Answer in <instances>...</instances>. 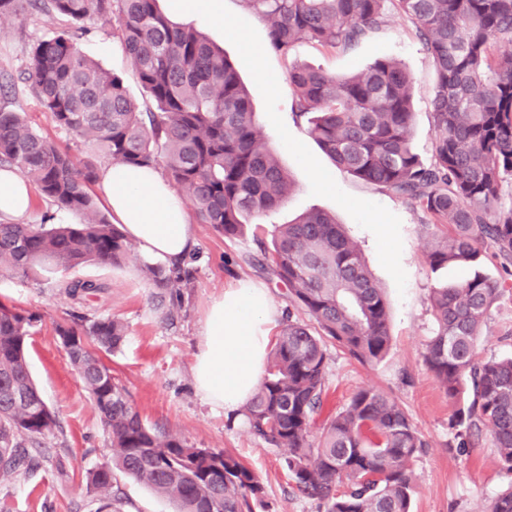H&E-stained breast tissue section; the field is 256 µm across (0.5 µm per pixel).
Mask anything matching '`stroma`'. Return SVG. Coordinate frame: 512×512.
<instances>
[{
    "mask_svg": "<svg viewBox=\"0 0 512 512\" xmlns=\"http://www.w3.org/2000/svg\"><path fill=\"white\" fill-rule=\"evenodd\" d=\"M224 17L231 32L206 23L199 31L224 50L247 87L256 120L288 172L292 190L283 204L261 223L285 224L312 210L335 213L360 248L389 303L392 346L380 362L363 365L336 346H329L327 412L339 411L362 387L387 392L406 411L427 446L414 468L413 512H485L489 502L507 488L497 450L490 435L478 447L458 452L449 426L452 406L423 363L425 344L434 328L429 303L431 288L455 284L479 271L503 279L494 260L482 258L476 269L458 266L431 268L427 242L440 234L428 215L397 196L365 184L342 171L295 122L293 92L288 86L289 62L338 75L364 70L380 57L399 62L413 78V151L423 163L433 159L431 99L435 65L412 25L397 12L353 49L339 52L307 42L297 45L292 60H284L268 45L265 21L245 11L240 0H224ZM65 18L35 12L0 21V105L25 113L41 134L70 147L81 157H93L97 168L105 159L88 145L57 128L39 105L30 87L19 80L31 43L66 27ZM79 41L81 51L120 76L140 110L151 108L125 55L112 22H89ZM191 266L194 278L184 292L175 320H167L169 302L155 298L135 263L121 267L84 264L66 271L70 280H91L103 292L74 302L59 291L56 275L32 281L0 277V305L37 312L41 320L29 347V367L47 405L59 415L55 435L42 440L39 469L0 481V512H95L96 495L83 475L107 461L112 449L95 405L80 377L69 365L55 326L74 315L121 319L127 336L108 363L114 377L128 390L147 422L162 431L181 434L190 444L216 448L238 456L265 490L267 512H323L318 502L300 494L283 467L284 450L256 441L243 420H229L200 397L191 365L201 323L210 301L238 282L266 284L279 310L289 306L286 288L247 263L257 247L251 232L228 240L207 224H196ZM512 354V296L494 306L480 338L479 358ZM120 512H173L174 506L149 487L118 476Z\"/></svg>",
    "mask_w": 512,
    "mask_h": 512,
    "instance_id": "1",
    "label": "stroma"
}]
</instances>
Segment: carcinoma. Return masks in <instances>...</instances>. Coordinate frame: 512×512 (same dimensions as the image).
<instances>
[{"label": "carcinoma", "instance_id": "carcinoma-1", "mask_svg": "<svg viewBox=\"0 0 512 512\" xmlns=\"http://www.w3.org/2000/svg\"><path fill=\"white\" fill-rule=\"evenodd\" d=\"M159 0H0V17L31 10L69 18L75 27L30 45L21 73L59 128L114 165L164 164L202 224L232 240L249 218L287 198L292 183L263 137L248 91L231 61L192 26L178 25ZM269 26V46L288 58L302 41L346 50L387 19V4L408 18L432 56L433 162L413 152L412 79L398 62L379 58L340 77L292 64L296 117L338 167L386 189L429 215L442 236L427 246L431 267L476 265L486 247L512 266V207L500 205L512 183V0H240ZM115 22L116 34L155 110L142 112L122 79L78 47L85 24ZM31 180L80 224L0 222V273L38 279L50 269L86 263L120 266L131 245L100 211L92 185L97 166L36 131L24 113L0 105V166ZM248 261L288 288L305 322L287 312L270 360L244 410L249 433L285 448L288 478L324 512H411L413 466L426 442L405 410L374 387L356 390L334 415L326 398V341L361 363L391 347L389 305L360 249L333 215L312 211L271 232L254 233ZM157 297L181 299L192 271L141 264ZM73 300L101 290L92 281L58 284ZM506 280L480 272L431 289L435 327L423 362L453 407L457 448L476 447L488 432L502 472L512 477V356L477 358V345ZM33 312L0 306V480L38 466L23 438L55 435L59 422L27 363ZM69 364L92 397L112 448L85 475L112 512L119 472L175 505V512H254L264 508L255 473L236 455L199 448L176 432L147 425L104 356L118 350L126 325L82 316L56 325ZM318 428V441L310 440Z\"/></svg>", "mask_w": 512, "mask_h": 512}]
</instances>
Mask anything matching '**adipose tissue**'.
Instances as JSON below:
<instances>
[{"mask_svg":"<svg viewBox=\"0 0 512 512\" xmlns=\"http://www.w3.org/2000/svg\"><path fill=\"white\" fill-rule=\"evenodd\" d=\"M177 23L224 24V0H167ZM99 186L127 238L150 263L170 266L195 245L184 200L156 170L111 165ZM32 207L26 182L0 169V215L25 218ZM279 316L268 289L242 284L214 298L202 326L192 373L197 391L213 408L238 415L264 374L269 331Z\"/></svg>","mask_w":512,"mask_h":512,"instance_id":"adipose-tissue-1","label":"adipose tissue"}]
</instances>
